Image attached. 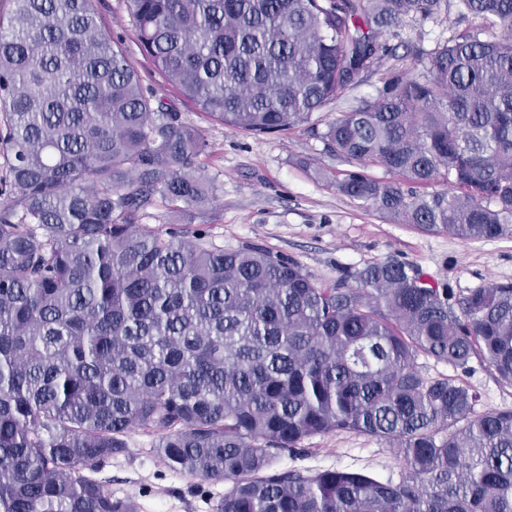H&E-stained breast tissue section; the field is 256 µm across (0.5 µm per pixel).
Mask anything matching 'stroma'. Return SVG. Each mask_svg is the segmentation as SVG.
Returning a JSON list of instances; mask_svg holds the SVG:
<instances>
[{
	"instance_id": "obj_1",
	"label": "stroma",
	"mask_w": 512,
	"mask_h": 512,
	"mask_svg": "<svg viewBox=\"0 0 512 512\" xmlns=\"http://www.w3.org/2000/svg\"><path fill=\"white\" fill-rule=\"evenodd\" d=\"M99 9L143 86L206 137L210 148L200 158L201 170L220 186L216 198L199 211L172 214L165 205L154 207L144 218L148 226L183 225L227 249L256 244L296 260L327 285L347 269L384 260L418 268L456 298L492 282H512V231L494 239L464 240L399 224L363 208L332 183L336 175L354 169V162L327 151L320 137L333 118L376 96L388 70L421 71V62L406 55L405 45L433 49L452 35L481 29V19L460 17L453 9L421 25L403 20L381 38L392 53L377 73L360 78L309 122L257 136L209 121L164 84L140 50L123 0H100ZM417 365L429 376L453 377L469 386L478 395L476 412L512 409V386L479 358H472L464 371L424 357ZM125 444L97 474L113 495L134 499L139 512H215L224 484L169 470L155 453L152 438L141 432H129ZM277 466L308 473L338 468L383 482L399 481L403 472L396 449L356 433L306 440L300 450L283 453Z\"/></svg>"
}]
</instances>
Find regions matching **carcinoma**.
Here are the masks:
<instances>
[{
  "instance_id": "carcinoma-1",
  "label": "carcinoma",
  "mask_w": 512,
  "mask_h": 512,
  "mask_svg": "<svg viewBox=\"0 0 512 512\" xmlns=\"http://www.w3.org/2000/svg\"><path fill=\"white\" fill-rule=\"evenodd\" d=\"M450 0H124L144 56L210 119L306 123L377 70L379 38ZM508 32L458 34L329 122L359 169L336 190L467 240L512 224V0H457ZM0 512H138L91 477L137 429L172 471L227 484L216 512H512V411L430 378L472 357L512 385V283L458 300L395 260L317 283L291 258L138 223L212 200L208 141L155 101L98 0L0 16ZM376 166L399 180L373 178ZM398 450L393 483L275 468L329 433Z\"/></svg>"
}]
</instances>
